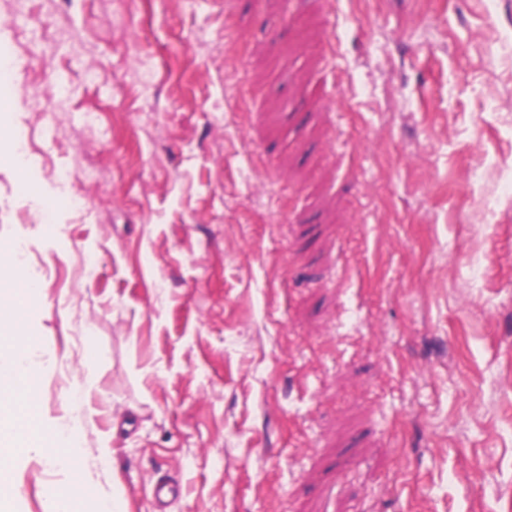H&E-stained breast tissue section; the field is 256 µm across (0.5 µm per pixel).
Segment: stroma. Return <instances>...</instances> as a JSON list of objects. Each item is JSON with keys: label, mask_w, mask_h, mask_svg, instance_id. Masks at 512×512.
Listing matches in <instances>:
<instances>
[{"label": "stroma", "mask_w": 512, "mask_h": 512, "mask_svg": "<svg viewBox=\"0 0 512 512\" xmlns=\"http://www.w3.org/2000/svg\"><path fill=\"white\" fill-rule=\"evenodd\" d=\"M0 44V245L81 429L11 512H512V0H0ZM81 493L71 484L60 485L49 493L48 512H80Z\"/></svg>", "instance_id": "35a3bbf8"}]
</instances>
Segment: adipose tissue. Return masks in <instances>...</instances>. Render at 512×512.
I'll return each instance as SVG.
<instances>
[{
	"label": "adipose tissue",
	"instance_id": "adipose-tissue-1",
	"mask_svg": "<svg viewBox=\"0 0 512 512\" xmlns=\"http://www.w3.org/2000/svg\"><path fill=\"white\" fill-rule=\"evenodd\" d=\"M33 337H10L0 344V459L8 462L21 455L40 452L55 465L71 469L76 451L49 447L41 430L38 397L28 385V352ZM0 468V506L8 505L17 491Z\"/></svg>",
	"mask_w": 512,
	"mask_h": 512
}]
</instances>
